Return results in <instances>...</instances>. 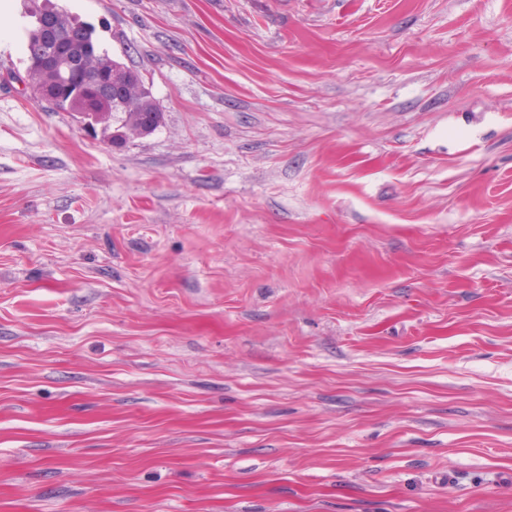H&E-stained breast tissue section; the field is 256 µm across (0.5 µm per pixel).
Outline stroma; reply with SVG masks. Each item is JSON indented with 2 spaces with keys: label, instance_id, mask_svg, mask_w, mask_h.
<instances>
[{
  "label": "stroma",
  "instance_id": "stroma-1",
  "mask_svg": "<svg viewBox=\"0 0 512 512\" xmlns=\"http://www.w3.org/2000/svg\"><path fill=\"white\" fill-rule=\"evenodd\" d=\"M55 2L163 122L0 86V512H512V0Z\"/></svg>",
  "mask_w": 512,
  "mask_h": 512
}]
</instances>
